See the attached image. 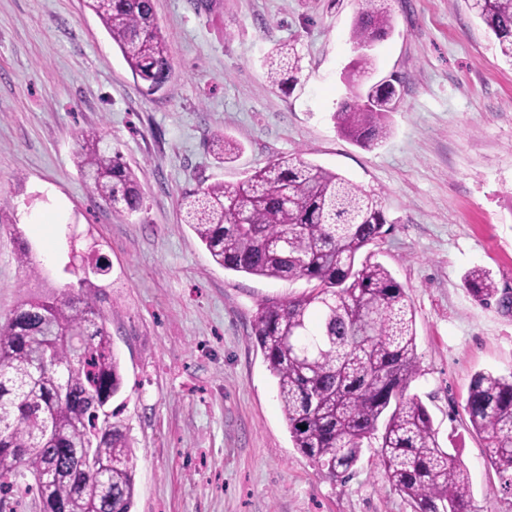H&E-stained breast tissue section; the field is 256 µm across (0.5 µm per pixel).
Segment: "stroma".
Masks as SVG:
<instances>
[{
  "mask_svg": "<svg viewBox=\"0 0 512 512\" xmlns=\"http://www.w3.org/2000/svg\"><path fill=\"white\" fill-rule=\"evenodd\" d=\"M470 4L381 0L394 29L376 76L401 77L402 98L364 149L332 120L359 0H153L174 67L155 95L82 0H0V200L16 219L0 224V319L71 282L69 231L108 257L98 284L136 455L131 512H412L374 449L340 482L293 445L251 321L308 283L224 269L183 222L186 192L298 155L380 196L387 232L370 250L415 311L409 391L464 462L477 512H512L464 411L475 373L512 372V312L464 282L483 268L512 288V64ZM278 43L300 57L290 91L265 66ZM88 129L140 177L139 212L116 213L81 179ZM216 132L242 143L234 161L214 155ZM22 240L38 276L17 263Z\"/></svg>",
  "mask_w": 512,
  "mask_h": 512,
  "instance_id": "obj_1",
  "label": "stroma"
}]
</instances>
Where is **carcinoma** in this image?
Listing matches in <instances>:
<instances>
[{
    "mask_svg": "<svg viewBox=\"0 0 512 512\" xmlns=\"http://www.w3.org/2000/svg\"><path fill=\"white\" fill-rule=\"evenodd\" d=\"M362 0L352 38L358 46L392 32L391 15ZM471 8L512 64V0H471ZM146 94L173 77L171 48L152 0H83ZM270 79L297 80L293 49L268 55ZM401 97L392 84L352 87L333 120L357 145L386 137ZM225 160L242 149L215 134ZM76 165L117 213L142 206L137 174L98 130L81 132ZM185 223L219 266L310 288L261 303L251 322L276 384L294 447L330 478L346 480L362 449L377 445L385 479L413 512H475L466 467L439 443L426 406L409 394L418 375L415 312L404 288L381 263L362 256L383 234L378 196L301 157H280L236 185L215 182L184 196ZM75 257L77 279L58 293L22 300L0 322V503L17 512L24 498L47 495L58 512H131L135 451L122 407L120 360L101 310V287ZM473 298L507 310L489 271L465 276ZM473 431L490 448L488 462L512 486V373L478 372L464 406ZM99 463L79 467L77 455Z\"/></svg>",
    "mask_w": 512,
    "mask_h": 512,
    "instance_id": "carcinoma-1",
    "label": "carcinoma"
}]
</instances>
